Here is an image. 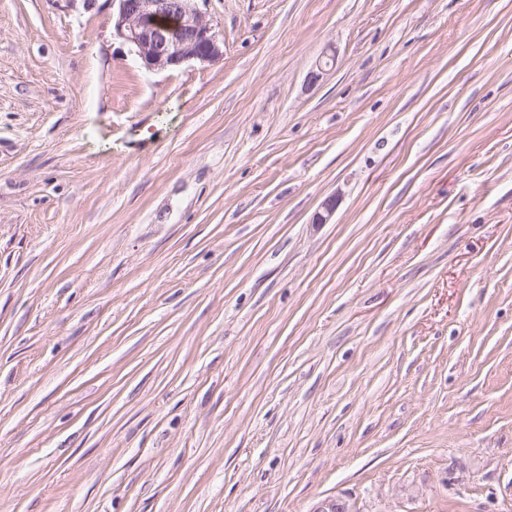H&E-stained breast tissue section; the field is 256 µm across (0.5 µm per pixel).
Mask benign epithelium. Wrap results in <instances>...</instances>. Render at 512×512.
Instances as JSON below:
<instances>
[{
	"label": "benign epithelium",
	"instance_id": "benign-epithelium-1",
	"mask_svg": "<svg viewBox=\"0 0 512 512\" xmlns=\"http://www.w3.org/2000/svg\"><path fill=\"white\" fill-rule=\"evenodd\" d=\"M115 35L129 43L149 70L172 69L196 61L213 63L224 57V38L196 0H110ZM327 50L307 73L308 84L320 83L334 65ZM336 197L325 199L313 223H328ZM314 512H352L341 498H328Z\"/></svg>",
	"mask_w": 512,
	"mask_h": 512
}]
</instances>
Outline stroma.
I'll return each mask as SVG.
<instances>
[{
	"label": "stroma",
	"mask_w": 512,
	"mask_h": 512,
	"mask_svg": "<svg viewBox=\"0 0 512 512\" xmlns=\"http://www.w3.org/2000/svg\"><path fill=\"white\" fill-rule=\"evenodd\" d=\"M198 6L0 0V512H512V0ZM112 28L149 70L172 69L224 57V38L194 2L198 0H109Z\"/></svg>",
	"instance_id": "stroma-1"
}]
</instances>
